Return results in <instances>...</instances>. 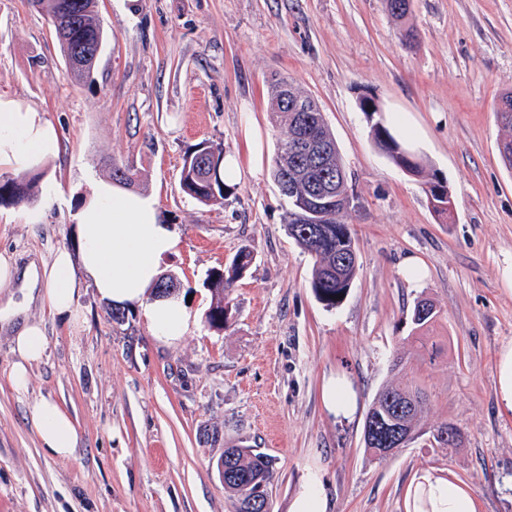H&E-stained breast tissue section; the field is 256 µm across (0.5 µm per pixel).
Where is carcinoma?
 <instances>
[{
  "label": "carcinoma",
  "mask_w": 512,
  "mask_h": 512,
  "mask_svg": "<svg viewBox=\"0 0 512 512\" xmlns=\"http://www.w3.org/2000/svg\"><path fill=\"white\" fill-rule=\"evenodd\" d=\"M37 11L46 14L49 20L57 21L52 26L64 60L67 75L76 82L89 81L94 70L77 67L70 61L78 52L86 51L97 43H106V35L97 10V0H37ZM279 84L272 86L273 112L286 126V138L283 144L298 134L303 127L315 128L328 140L330 152L325 165L309 169L297 155L284 149L278 151L273 165L274 181L283 179L298 182V191L308 194L325 187L330 188L331 209L325 224H300L292 216H287L288 235L305 252L314 258L311 288L317 298L327 307L338 303L336 297L344 287L353 283L358 269V255L352 248L354 235L349 224L344 220L352 202L348 181L336 179V171L344 167L338 151L336 140L323 113L292 112L278 96ZM371 133L376 144L401 168H406L414 176H424V165L420 157L409 161L396 151L389 143L393 138L389 129L378 130L372 124ZM218 155L212 169L204 172L194 166L197 151H192L184 158L180 185L183 192L202 204L221 203L224 200L223 161L224 150L221 145H214ZM112 181L130 185L138 178L134 165L111 164ZM36 178L26 174L0 176V206L28 203L34 197ZM345 231L346 238L336 235V228ZM254 260L253 251L244 246L235 254L227 273L216 272L210 276L212 285V304L208 322L216 328L224 327L228 322L229 294L238 278L248 270ZM426 395L422 389L411 382H391L381 387L367 411V414H391L396 425L404 431L422 433V420L426 409ZM272 460L253 448L224 449V490L233 500L235 512H261L263 503L251 505L257 499L256 488L263 485L270 488L272 477Z\"/></svg>",
  "instance_id": "1"
}]
</instances>
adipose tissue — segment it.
Masks as SVG:
<instances>
[{
	"label": "adipose tissue",
	"instance_id": "1",
	"mask_svg": "<svg viewBox=\"0 0 512 512\" xmlns=\"http://www.w3.org/2000/svg\"><path fill=\"white\" fill-rule=\"evenodd\" d=\"M246 155L224 158V180L235 183L258 177L265 165V143L257 121L244 128ZM59 152L54 127L39 112L14 100L0 98V166L21 171L34 161L49 160ZM76 251L60 250L42 265L19 269L0 254V285L23 279L39 302L59 315H74L79 280L88 281L99 298L118 308L142 307L153 336L170 343L191 327V314L183 301L155 297L152 289L163 272L165 257L178 253L180 238L166 223L156 199L123 186L99 181L88 200L75 213ZM23 304L8 302L0 322L10 326L11 349L18 357L10 374L15 391H26L29 369L43 360L48 341L41 324L24 318ZM31 421L45 451L69 459L78 434L71 415L57 402L42 399L31 409ZM413 505L429 512H480L472 489L454 477L427 476L413 493Z\"/></svg>",
	"mask_w": 512,
	"mask_h": 512
}]
</instances>
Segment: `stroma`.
<instances>
[{
    "label": "stroma",
    "instance_id": "obj_1",
    "mask_svg": "<svg viewBox=\"0 0 512 512\" xmlns=\"http://www.w3.org/2000/svg\"><path fill=\"white\" fill-rule=\"evenodd\" d=\"M108 40L93 81L70 80L43 13L0 0V97L32 108L58 132L59 153L32 165L31 204L0 206V254L17 265L76 250L73 214L109 162L132 163L139 193L178 233L164 271L190 299V331L166 345L141 310L121 322L80 282L78 320L32 303L48 339L26 392L0 330V512H230L216 471L225 449L273 460L271 512L316 474L332 512H406L426 474H454L481 512H512V416L501 414L496 359L512 344V170L498 145L494 103L512 89V0H412L405 24L386 0H99ZM416 33L408 42L402 26ZM311 96L332 130L355 194L346 221L359 272L344 299L324 306L314 261L289 236L291 204L271 172L204 205L180 188L183 159L202 143L245 153L256 119L266 157L285 129L270 112L271 84ZM407 120L427 174L443 178L453 210L441 216L413 177L378 148L361 110ZM252 247L223 329L207 321L209 276ZM424 276L409 277L407 257ZM430 298L435 322L415 334L409 316ZM419 351L406 372L426 392V435L380 461L362 444L365 415L393 381L392 360ZM339 379L355 411L336 414L323 385ZM42 399L74 420L70 459L48 456L29 420ZM462 433L436 447L430 428Z\"/></svg>",
    "mask_w": 512,
    "mask_h": 512
}]
</instances>
